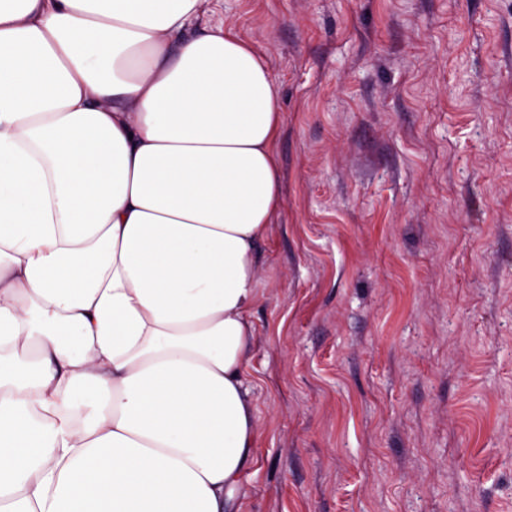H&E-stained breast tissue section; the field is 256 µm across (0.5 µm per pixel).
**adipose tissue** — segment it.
Returning a JSON list of instances; mask_svg holds the SVG:
<instances>
[{
  "instance_id": "adipose-tissue-1",
  "label": "adipose tissue",
  "mask_w": 512,
  "mask_h": 512,
  "mask_svg": "<svg viewBox=\"0 0 512 512\" xmlns=\"http://www.w3.org/2000/svg\"><path fill=\"white\" fill-rule=\"evenodd\" d=\"M204 0H0V512H239L280 104Z\"/></svg>"
}]
</instances>
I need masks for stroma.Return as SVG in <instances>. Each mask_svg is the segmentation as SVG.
<instances>
[{
  "mask_svg": "<svg viewBox=\"0 0 512 512\" xmlns=\"http://www.w3.org/2000/svg\"><path fill=\"white\" fill-rule=\"evenodd\" d=\"M282 108L241 512H512V0H210Z\"/></svg>",
  "mask_w": 512,
  "mask_h": 512,
  "instance_id": "obj_1",
  "label": "stroma"
}]
</instances>
